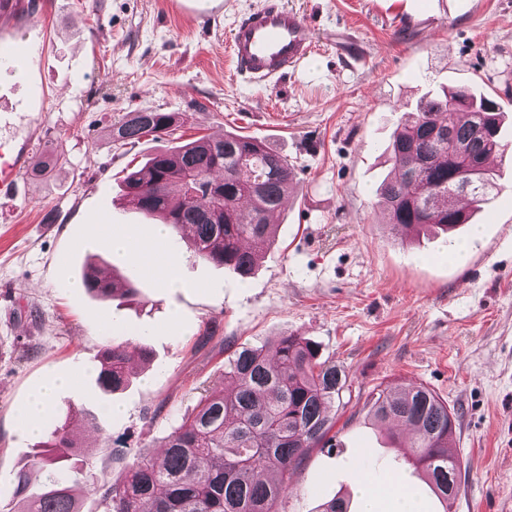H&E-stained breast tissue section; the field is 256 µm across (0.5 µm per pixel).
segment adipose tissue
I'll use <instances>...</instances> for the list:
<instances>
[{
  "label": "adipose tissue",
  "mask_w": 512,
  "mask_h": 512,
  "mask_svg": "<svg viewBox=\"0 0 512 512\" xmlns=\"http://www.w3.org/2000/svg\"><path fill=\"white\" fill-rule=\"evenodd\" d=\"M168 234L165 225H152L147 234L137 235L128 231L109 230L108 245L111 250L126 255L149 268L158 278L161 287L176 288L180 285L178 265L174 260L159 257L157 250ZM68 375L51 374L35 388L20 410V422L27 433L38 434L43 421L53 413L56 394L72 386Z\"/></svg>",
  "instance_id": "1"
}]
</instances>
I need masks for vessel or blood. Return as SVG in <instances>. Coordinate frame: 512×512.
Segmentation results:
<instances>
[{
  "label": "vessel or blood",
  "mask_w": 512,
  "mask_h": 512,
  "mask_svg": "<svg viewBox=\"0 0 512 512\" xmlns=\"http://www.w3.org/2000/svg\"><path fill=\"white\" fill-rule=\"evenodd\" d=\"M314 32L283 0L265 4L245 15L231 30L230 50L236 69L253 83L274 80L295 68L311 51ZM26 162L11 139L0 136V197L12 195Z\"/></svg>",
  "instance_id": "1"
}]
</instances>
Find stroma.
<instances>
[{
  "label": "stroma",
  "mask_w": 512,
  "mask_h": 512,
  "mask_svg": "<svg viewBox=\"0 0 512 512\" xmlns=\"http://www.w3.org/2000/svg\"><path fill=\"white\" fill-rule=\"evenodd\" d=\"M284 2L313 26L314 48L265 84L239 74L229 50L234 22L264 0H224L218 16L213 0H21L0 19V40L21 47L18 62L0 63V135L29 140V169L50 161L0 198V512L19 470H31V494L48 485L33 468L43 439L15 415L47 374L75 375L51 421L69 423L95 472L117 484L135 454L153 453L223 388L234 351L286 334L314 342L347 387L331 410L333 447L309 450L278 512H319L335 495L359 512L361 481L388 488L394 467L421 512H440L368 414L372 390L393 384L427 387L455 417L464 468L451 512H512V206L496 197L452 237L407 238L376 194L390 171L384 150L426 94L469 83L506 112L512 142V0ZM135 109L175 113V135L112 142L108 127ZM224 132L286 157L294 201L251 275L199 259L173 233L162 250L185 285L159 287L94 225L105 210L113 225L145 228L124 199L127 172ZM91 262L137 295L93 296ZM116 336L141 353L129 386L106 396L95 377Z\"/></svg>",
  "instance_id": "stroma-1"
}]
</instances>
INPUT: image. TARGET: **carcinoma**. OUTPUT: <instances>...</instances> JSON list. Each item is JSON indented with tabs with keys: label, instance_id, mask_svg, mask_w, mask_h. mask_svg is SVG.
<instances>
[{
	"label": "carcinoma",
	"instance_id": "cac0c4a2",
	"mask_svg": "<svg viewBox=\"0 0 512 512\" xmlns=\"http://www.w3.org/2000/svg\"><path fill=\"white\" fill-rule=\"evenodd\" d=\"M502 113L495 101L465 86L431 95L397 128L389 151L390 178L378 188L387 223L408 234L438 229L449 234L471 217L453 205L464 196L479 209L491 200L492 169L485 161L505 150ZM169 112H125L109 129L112 141L168 135ZM463 145L466 154L458 152ZM472 169L474 185L456 186ZM293 185L287 158L257 140L235 133L224 140L201 137L158 152L125 178L126 196L141 213L178 233L193 226L194 254L213 265L251 274L277 227L279 202ZM224 190V203L203 190ZM253 203L243 214L242 203ZM102 271L84 273L88 291L109 298L134 294L129 281L97 287ZM127 342L102 353L97 389L111 394L129 383ZM347 376L323 360L303 336L280 337L273 351L244 347L224 368V388L201 396L195 409L163 438L153 455H137L114 485L87 476L93 463L81 455L66 425L55 426L36 466L50 484L29 494L30 473L16 477L14 512H82L83 486L99 495L104 512H274L288 475L309 449L325 443L335 421L330 408L342 396ZM381 424L402 423L410 433L409 462L421 473L443 512L458 489L460 460L448 454L455 421L448 405L424 386L381 390L369 410Z\"/></svg>",
	"mask_w": 512,
	"mask_h": 512
}]
</instances>
